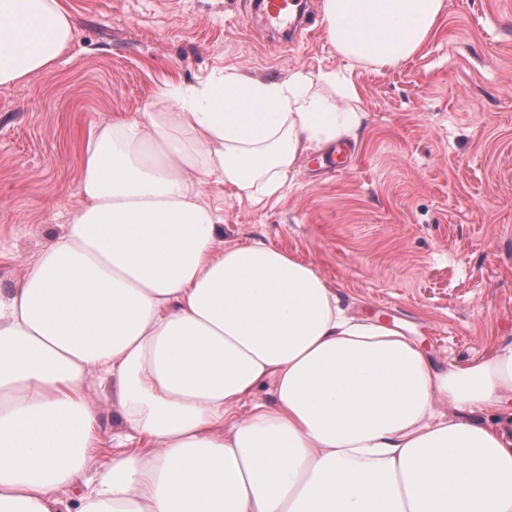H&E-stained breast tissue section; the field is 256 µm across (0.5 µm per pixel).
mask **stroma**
<instances>
[{
	"mask_svg": "<svg viewBox=\"0 0 512 512\" xmlns=\"http://www.w3.org/2000/svg\"><path fill=\"white\" fill-rule=\"evenodd\" d=\"M72 50L0 88V286L62 230L90 130L150 111L169 82L232 66L258 79L345 73L365 113L356 160H298L281 200L255 207L208 190L224 238L260 239L312 263L351 314L403 327L435 368L512 341V0H446L426 47L390 67L351 63L313 37L283 39L253 0H63Z\"/></svg>",
	"mask_w": 512,
	"mask_h": 512,
	"instance_id": "35a3bbf8",
	"label": "stroma"
}]
</instances>
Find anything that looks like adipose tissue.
Here are the masks:
<instances>
[{
  "label": "adipose tissue",
  "mask_w": 512,
  "mask_h": 512,
  "mask_svg": "<svg viewBox=\"0 0 512 512\" xmlns=\"http://www.w3.org/2000/svg\"><path fill=\"white\" fill-rule=\"evenodd\" d=\"M444 6L324 0L323 20L340 55L388 67ZM73 40L60 0H0V87ZM325 86L358 97L333 71L221 67L91 130L62 233L0 289V512H512V341L434 369L415 337L347 315L314 265L225 241L206 198L265 205L300 154L354 136L362 113Z\"/></svg>",
  "instance_id": "1"
}]
</instances>
